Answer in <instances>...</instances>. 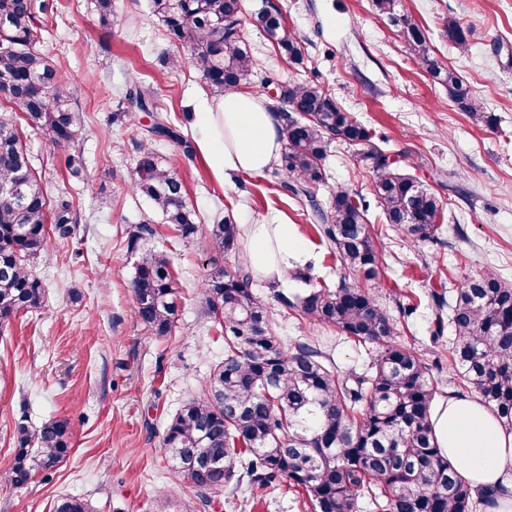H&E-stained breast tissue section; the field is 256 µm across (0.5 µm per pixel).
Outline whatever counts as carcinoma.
Returning <instances> with one entry per match:
<instances>
[{
    "mask_svg": "<svg viewBox=\"0 0 512 512\" xmlns=\"http://www.w3.org/2000/svg\"><path fill=\"white\" fill-rule=\"evenodd\" d=\"M397 0H373L376 10L401 27L411 54L426 72L448 87L453 103L487 125L470 87L430 55L427 39L411 19L396 13ZM154 15L171 38L191 53L207 89L216 97L241 88L257 70L241 35V0H151ZM47 0H0V95L25 115L48 145L62 152L69 176L78 180L85 158L75 142L78 117L69 81L45 51L49 35ZM256 24L280 55L303 62L301 41L275 5ZM443 33L458 48L473 31L455 19ZM280 101L267 110L281 124V187L308 207L320 243L336 258L342 275L335 286L302 295L277 293L278 303L310 324L334 326L346 339L367 348L369 363L342 375L318 342L286 343L271 327L270 307L253 291L249 266L230 271L214 266L203 284L209 315L224 329V360L206 381L204 393L187 401L167 424L161 447L175 473L206 458L204 506L210 494L247 481L265 488L285 486L309 501L311 512H487L493 488L475 492L459 468L448 462L434 437L431 413L441 394L434 372L443 360L395 340L396 321L360 285L376 277L378 254L369 232L367 201L343 183L329 187L330 209L317 200L327 184L324 160L337 140L359 148L371 165L374 195L387 223L413 242L435 239L443 205L429 189L400 173L369 131L327 90L310 82H282ZM126 107L113 118L154 114L139 145L134 189L165 223L184 238L200 228L187 205L183 180L163 165L152 143L172 141L188 160L194 146L162 113L157 101L134 81ZM78 216L66 191L51 192L34 167L10 110H0V321L36 309L44 294L31 263L50 247L51 237L69 238ZM153 234L138 224L129 247L138 252L130 288L137 321L155 336L176 328V281L167 255L141 245ZM242 230L229 220L212 225L215 252L237 251ZM451 301L433 294L437 305L433 343L449 330L448 364L452 396L470 391L512 432V282L493 271L463 278L448 289ZM14 462L0 482L19 487L54 470L71 449L69 421L50 418L30 430L18 425ZM54 512H89L88 504L59 498Z\"/></svg>",
    "mask_w": 512,
    "mask_h": 512,
    "instance_id": "cac0c4a2",
    "label": "carcinoma"
}]
</instances>
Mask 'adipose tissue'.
I'll list each match as a JSON object with an SVG mask.
<instances>
[{
  "mask_svg": "<svg viewBox=\"0 0 512 512\" xmlns=\"http://www.w3.org/2000/svg\"><path fill=\"white\" fill-rule=\"evenodd\" d=\"M193 118L200 130L198 150L216 178L260 176L279 157L280 123L251 93L228 92L204 101ZM245 236L248 265L264 280L281 281L309 261L310 250L295 225L250 224ZM432 421L439 448L463 478L476 490L499 487L494 512H512V432L475 396L442 400Z\"/></svg>",
  "mask_w": 512,
  "mask_h": 512,
  "instance_id": "ef3b65f1",
  "label": "adipose tissue"
}]
</instances>
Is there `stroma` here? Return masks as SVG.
<instances>
[{
	"instance_id": "35a3bbf8",
	"label": "stroma",
	"mask_w": 512,
	"mask_h": 512,
	"mask_svg": "<svg viewBox=\"0 0 512 512\" xmlns=\"http://www.w3.org/2000/svg\"><path fill=\"white\" fill-rule=\"evenodd\" d=\"M48 48L73 89L81 118L77 146L87 168L67 179L63 162L37 131L22 126L35 168L49 188H64L79 222L32 264L44 287L39 308L0 326V474L14 455L18 424L68 419L72 452L50 475L15 488L0 486V512H53L59 497L86 499L93 512H202L195 489L172 470L160 449L167 422L199 397L214 364L224 358V338L206 315L202 286L211 270L206 233L183 239L164 223L132 183L143 137L144 113L113 120L130 81L162 107L188 138L190 121L208 98L206 83L188 51H177L150 0H113L115 18L102 22L96 0H50ZM285 15L304 47V63L290 66L253 25L267 3ZM399 10L424 32L432 53L471 87L493 125L476 122L451 101L412 59L400 31L375 11L372 0H242L241 29L260 70L280 79L312 81L328 90L368 129L400 171L417 178L444 206L433 242L414 243L389 228L373 202V173L353 147L332 143L325 159L328 187L342 182L370 198V230L379 255L367 289L398 319L397 340L426 351L436 307L431 293L457 287L466 274L490 268L512 281V0H400ZM476 31L466 49L443 34L448 17ZM180 55L177 67L166 60ZM154 147L167 167L184 176L185 198L202 224L231 218L237 224L283 221L308 242L310 282L295 279L278 289L258 282L272 311V329L284 341L320 340L339 371L360 368L364 349L332 326H309L287 313L275 291L304 293L336 284L341 269L318 243L305 207L287 196L273 171L217 182L203 156L187 160L166 140ZM151 225L147 245L167 252L182 297L177 328L155 336L134 314L129 279L136 260L128 248L135 225ZM416 305L401 319L399 308ZM211 512H311L301 496L282 486L215 494Z\"/></svg>"
}]
</instances>
